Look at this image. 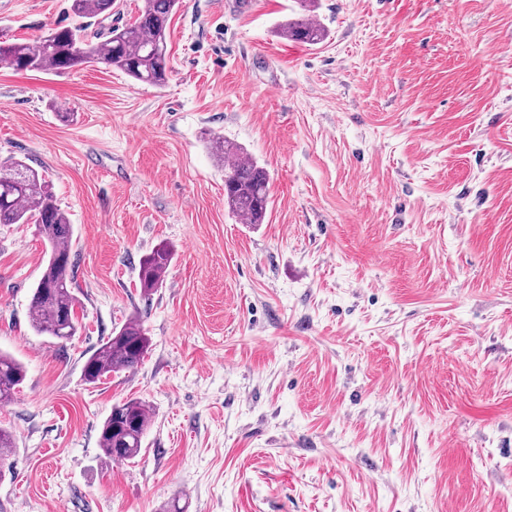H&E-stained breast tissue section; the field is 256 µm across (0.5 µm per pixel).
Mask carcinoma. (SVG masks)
Segmentation results:
<instances>
[{
    "label": "carcinoma",
    "instance_id": "obj_1",
    "mask_svg": "<svg viewBox=\"0 0 512 512\" xmlns=\"http://www.w3.org/2000/svg\"><path fill=\"white\" fill-rule=\"evenodd\" d=\"M315 0H298L304 15L287 22L282 36L308 45L322 43L326 29L313 19ZM180 0H142L135 20L105 26L114 0H72L75 16L87 19L78 26H58L32 41H0V65L15 71L67 73L92 62L104 63L134 80L158 88L171 72L167 25ZM216 161L224 168V204L247 224H261L269 206V174L257 162L242 159V152L222 139L210 141ZM34 224L48 242L49 258L34 288L29 320L40 334L60 341L76 335L75 256L73 227L66 212L38 171L9 157L0 160V226ZM172 252L161 245L139 262L140 288L153 292L163 284ZM149 338L141 321L131 318L86 359L83 372L89 383L141 363ZM25 379L16 360L0 353V403L11 401ZM150 423L145 402L130 399L112 407L100 429L99 447L107 462L134 459L142 448Z\"/></svg>",
    "mask_w": 512,
    "mask_h": 512
}]
</instances>
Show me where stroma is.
<instances>
[{
    "instance_id": "1",
    "label": "stroma",
    "mask_w": 512,
    "mask_h": 512,
    "mask_svg": "<svg viewBox=\"0 0 512 512\" xmlns=\"http://www.w3.org/2000/svg\"><path fill=\"white\" fill-rule=\"evenodd\" d=\"M299 13L182 0L160 89L0 67V159L70 217L79 323L32 329L46 245L0 227V351L26 370L0 512H512V0H318L313 46L281 34ZM78 22L0 0V38ZM218 134L268 170L264 223L225 206ZM133 316L143 362L87 383ZM130 399L141 453L104 462ZM171 260L172 252L166 245L153 249L140 260L138 280L140 288L145 293L153 292L162 286ZM149 423L150 411L145 402L130 399L115 405L100 429L102 459L107 463L134 459L140 453Z\"/></svg>"
}]
</instances>
